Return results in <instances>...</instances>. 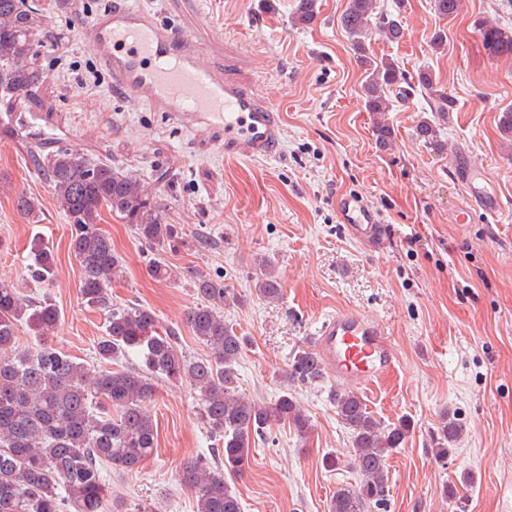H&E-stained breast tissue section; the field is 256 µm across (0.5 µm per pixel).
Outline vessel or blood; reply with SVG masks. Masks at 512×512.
I'll return each instance as SVG.
<instances>
[{
	"label": "vessel or blood",
	"mask_w": 512,
	"mask_h": 512,
	"mask_svg": "<svg viewBox=\"0 0 512 512\" xmlns=\"http://www.w3.org/2000/svg\"><path fill=\"white\" fill-rule=\"evenodd\" d=\"M77 25L113 84L132 100L150 104L182 128L216 133L226 155L260 159L275 154L280 120L273 104L254 85L205 61L186 31L159 23L134 0H115L108 10L78 18ZM460 177L476 207L496 209L483 169L465 166ZM337 206L342 223L365 242L380 241L382 223L361 199L343 196ZM316 351L337 380L355 388L373 383L396 362L385 326L349 309L324 321Z\"/></svg>",
	"instance_id": "vessel-or-blood-1"
}]
</instances>
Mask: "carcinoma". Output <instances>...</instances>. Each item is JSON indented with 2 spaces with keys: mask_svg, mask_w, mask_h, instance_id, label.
<instances>
[{
  "mask_svg": "<svg viewBox=\"0 0 512 512\" xmlns=\"http://www.w3.org/2000/svg\"><path fill=\"white\" fill-rule=\"evenodd\" d=\"M317 0H297L292 20L308 27L317 17ZM40 10L24 0H0V83L12 94L0 96V112L14 111L19 94L39 83L34 36L40 31ZM357 59L371 72L363 93L367 111L376 114L374 131L383 150L393 136L385 113L393 108L390 90L401 73L389 60L375 61L365 46L373 31L391 42L404 36L399 21L375 15V0H348L341 15ZM482 42L493 58L512 57V29L484 26ZM418 85L430 111L443 117L454 102L437 86L432 74L422 72ZM0 134L22 136L39 171L52 188V203L75 227L70 249L81 269L80 295L91 309L106 313L105 335L95 345L100 366L90 369L50 342L62 324L52 296H28L0 281V512H108V468L135 472L157 448L158 430L149 404L156 394L155 380H189L200 395V415L223 449L224 465L201 460L187 464L178 480L196 497L197 512H241V504L225 475L239 474L248 463L251 437L262 436L274 425H288L304 438L311 424L290 385H316L324 366L312 350H299L288 364V387L272 402H258L238 390V365L246 338L224 322V304L234 292L198 270L177 268L163 258L153 260L152 274L163 280L189 278L200 303L188 312L186 323L197 341L208 349L205 357L187 356L178 345V332L160 323L155 313L137 304L112 302V282L123 269L109 238L97 228L108 209L132 225L138 238L162 247L178 237V227L163 222L154 197L133 177L105 161L91 162L72 149L47 150L43 140L20 134L5 125ZM16 207L32 222H40L42 204L25 194ZM30 276L41 284L55 276L53 250L42 240L30 246ZM257 294L270 302L283 297V288L271 266L256 284ZM26 327L32 341L18 347ZM133 353L138 369L105 366ZM336 415L349 430L353 465L360 480L341 487L330 501V512H372L387 502V460L404 444L410 423L383 427L353 391L333 398ZM461 425L443 414L434 457H448Z\"/></svg>",
  "mask_w": 512,
  "mask_h": 512,
  "instance_id": "cac0c4a2",
  "label": "carcinoma"
}]
</instances>
